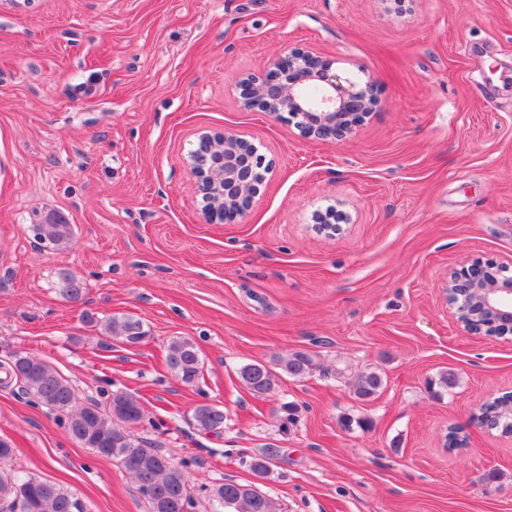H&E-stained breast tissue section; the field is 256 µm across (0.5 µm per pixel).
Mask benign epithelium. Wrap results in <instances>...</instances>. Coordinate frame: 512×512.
<instances>
[{
  "mask_svg": "<svg viewBox=\"0 0 512 512\" xmlns=\"http://www.w3.org/2000/svg\"><path fill=\"white\" fill-rule=\"evenodd\" d=\"M336 60L304 48L275 59L265 76L242 75L240 103L249 111L293 123L308 138L341 142L353 136L377 103L374 85L344 77ZM186 170L201 197V211L212 223H238L266 185L271 166L255 144L224 131L197 133ZM446 307L467 333L485 335L463 315L480 316L491 327L512 324V261L497 265L480 259L453 269L442 288Z\"/></svg>",
  "mask_w": 512,
  "mask_h": 512,
  "instance_id": "7a95c632",
  "label": "benign epithelium"
}]
</instances>
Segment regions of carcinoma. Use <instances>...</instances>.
<instances>
[{"instance_id": "obj_1", "label": "carcinoma", "mask_w": 512, "mask_h": 512, "mask_svg": "<svg viewBox=\"0 0 512 512\" xmlns=\"http://www.w3.org/2000/svg\"><path fill=\"white\" fill-rule=\"evenodd\" d=\"M37 238L52 245L68 243L73 225L57 213H49L43 223L33 225ZM58 295L66 302L79 303L86 295L84 281L69 271L59 272ZM83 322L105 337L125 345H139L148 339L149 330L133 315L98 316L86 311ZM165 361L169 371L183 384L196 383L203 372V362L196 343L177 337L167 345ZM319 368L316 356L308 350H296L274 364L249 362L237 368V377L253 395L263 397L277 392L282 376L304 378ZM7 377L21 384L23 391L37 404L63 416L62 424L72 439L104 457L118 458L138 484L149 504V512H192L194 497L186 473L188 463L176 464L160 452L155 442L134 433L144 420L140 398L122 390L113 391L101 401L81 398L52 365L34 356L17 353L4 368ZM383 387L377 371L361 373L354 386L357 399L368 401ZM193 420L200 431L218 432L224 428V409L201 404L193 409ZM480 425L512 432V400L498 398L480 409ZM271 454L252 459L250 469L257 478L270 471ZM217 508L223 512H276L274 501L254 484L229 480L211 491ZM0 502L10 512H78L73 496L61 487L32 476L23 477L12 469L0 467Z\"/></svg>"}]
</instances>
